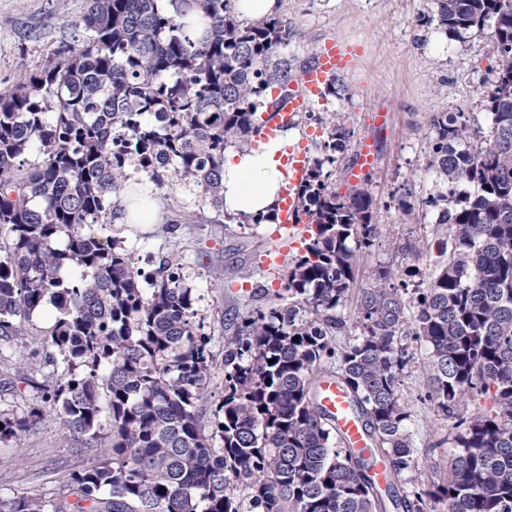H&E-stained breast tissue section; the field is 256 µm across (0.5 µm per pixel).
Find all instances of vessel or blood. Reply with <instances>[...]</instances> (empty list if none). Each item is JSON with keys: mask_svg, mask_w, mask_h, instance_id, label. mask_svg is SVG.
<instances>
[{"mask_svg": "<svg viewBox=\"0 0 512 512\" xmlns=\"http://www.w3.org/2000/svg\"><path fill=\"white\" fill-rule=\"evenodd\" d=\"M352 64L349 48L339 40L332 38L319 46L313 64L292 83L288 99L279 105L271 119L261 127L259 139L267 141L277 137L281 128L293 124L298 114L310 111L316 103L321 102L328 85L336 75ZM278 159L287 186L281 194L279 203V224L282 229L280 242L271 246L264 256V263L271 270L284 263L288 255V244L293 241L295 230L301 226L296 190L306 180L311 167L308 149L301 143L281 151ZM374 163L371 144L360 143L357 147V164L351 170L352 181L363 182ZM317 398L335 423L338 434L349 439L352 447H366L367 440L362 426L335 377L327 376L321 380Z\"/></svg>", "mask_w": 512, "mask_h": 512, "instance_id": "obj_1", "label": "vessel or blood"}]
</instances>
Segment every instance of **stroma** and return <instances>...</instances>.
<instances>
[{"instance_id":"stroma-1","label":"stroma","mask_w":512,"mask_h":512,"mask_svg":"<svg viewBox=\"0 0 512 512\" xmlns=\"http://www.w3.org/2000/svg\"><path fill=\"white\" fill-rule=\"evenodd\" d=\"M88 0H0V93H9L27 75L54 64L72 45ZM433 0H278V16L296 30L288 54L296 67L307 65L321 42L335 37L354 47L353 67L336 78L335 94L301 116L295 139L311 137L312 158L326 151L333 115H341L348 137L335 154L331 189L346 193L347 171L358 142L372 138L378 163L366 184L373 198V221L379 226L374 245L357 260L355 288L370 284L380 266L396 276L410 268H425L438 253L432 233L433 214L421 201L436 189L428 168L433 113L460 114L463 122L489 128L485 100L495 78L496 59L485 31L452 37L424 26L422 15L434 10ZM384 110L388 122L369 123L372 112ZM165 208L168 238L156 224H112L110 235L124 238L136 249L140 265L151 269L166 240L185 249L190 283L199 295V312L208 331L215 373L208 388L218 391L224 376V339L232 335L242 315L269 305L283 283L266 271L262 255L272 244L271 224L242 226L219 220L211 208L194 205L189 192L174 188ZM250 279H243V272ZM411 357L403 382V401L417 450L422 484L444 480L446 458L455 428L428 399L425 371L427 350L408 341ZM42 374L13 377L0 393V408L22 415L41 404L36 382ZM96 449L84 448L64 435L54 420L37 424L21 439L0 442V495L48 496L58 480L94 462Z\"/></svg>"}]
</instances>
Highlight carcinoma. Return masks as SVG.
I'll list each match as a JSON object with an SVG mask.
<instances>
[{
  "label": "carcinoma",
  "instance_id": "cac0c4a2",
  "mask_svg": "<svg viewBox=\"0 0 512 512\" xmlns=\"http://www.w3.org/2000/svg\"><path fill=\"white\" fill-rule=\"evenodd\" d=\"M88 2L81 43L0 94V340L28 335L29 318L49 310L43 364L56 373L37 384L44 409L0 411V439L47 414L104 452L50 504L0 498V512H512V0H435L422 17L449 34L489 30L497 63L488 133L429 117L440 188L422 204L441 251L425 278L411 293L379 268L353 293L358 254L377 236L372 196L330 190L335 158L316 160L296 191L306 254L286 265L277 302L224 337L209 418L211 338L180 247L146 272L94 226L115 219L112 196L131 166L158 191L177 182L223 210L224 152L257 132L272 90L296 77L293 33L277 16L239 22L232 0ZM190 11L196 40L178 21ZM347 135L332 124L328 148ZM350 304L351 322L341 316ZM407 336L428 350L429 400L457 429L448 479L428 488L401 393ZM331 373L370 437L366 455L316 402ZM472 395L490 405L460 413Z\"/></svg>",
  "mask_w": 512,
  "mask_h": 512
}]
</instances>
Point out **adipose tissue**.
Returning a JSON list of instances; mask_svg holds the SVG:
<instances>
[{
  "label": "adipose tissue",
  "mask_w": 512,
  "mask_h": 512,
  "mask_svg": "<svg viewBox=\"0 0 512 512\" xmlns=\"http://www.w3.org/2000/svg\"><path fill=\"white\" fill-rule=\"evenodd\" d=\"M289 134L257 147H241L224 154V210L235 216L262 215L274 219L286 186L275 159ZM118 221L122 224H156L161 220L151 186L133 181L118 200Z\"/></svg>",
  "instance_id": "ef3b65f1"
}]
</instances>
